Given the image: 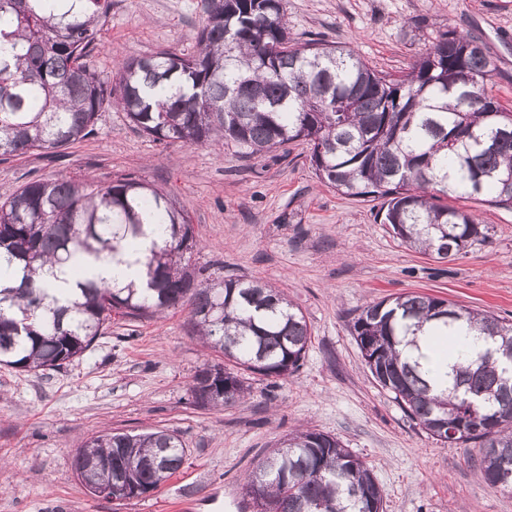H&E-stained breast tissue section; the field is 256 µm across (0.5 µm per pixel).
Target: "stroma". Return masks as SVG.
<instances>
[{"label":"stroma","mask_w":512,"mask_h":512,"mask_svg":"<svg viewBox=\"0 0 512 512\" xmlns=\"http://www.w3.org/2000/svg\"><path fill=\"white\" fill-rule=\"evenodd\" d=\"M204 18L203 0H112L89 63L112 78L126 57L193 52ZM287 22L293 36L349 47L391 75L456 29L483 41L495 65L489 91L512 110V0H287ZM287 150L249 158L162 144L109 107L95 134L68 148L0 159V200L62 176L103 184L129 175L168 192L200 241L198 265L272 283L312 333L293 376L255 377L248 402L224 408L192 402L194 373L219 356L181 308L150 320L113 313L106 333L56 370L0 365V512H172L179 497L197 501L196 512H249L245 474L300 427L335 435L372 467L387 512H512V490L481 483L464 448L428 436L377 385L349 329L356 311L406 292L512 321V210L466 201L490 235L442 262L393 238L376 218L379 201L321 183L306 142ZM156 428L186 446L176 474L130 501L86 491L73 467L82 440Z\"/></svg>","instance_id":"1"}]
</instances>
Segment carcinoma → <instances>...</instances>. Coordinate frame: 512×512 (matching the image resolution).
<instances>
[{
  "label": "carcinoma",
  "mask_w": 512,
  "mask_h": 512,
  "mask_svg": "<svg viewBox=\"0 0 512 512\" xmlns=\"http://www.w3.org/2000/svg\"><path fill=\"white\" fill-rule=\"evenodd\" d=\"M0 0V156L54 153L91 135L114 106L160 143L210 144L261 156L310 145L317 178L337 193L381 201L380 223L411 249L439 260L489 236L490 228L442 199L512 209V112L489 94L495 70L482 44L450 29L409 70L391 77L353 50L300 43L285 0H204L205 24L190 54L129 57L116 79L86 61L112 0ZM166 234L144 263L145 287L78 282L82 299L59 304L35 277L89 258L131 253L150 226ZM199 246L174 198L123 177L109 184L71 177L24 184L0 202V364L36 372L83 355L118 310L137 318L188 310L193 332L224 355L206 363L189 392L202 408L241 405L247 375L290 377L311 332L300 309L272 285L248 277L217 282L192 264ZM466 323L489 344L448 371L437 389L419 348ZM374 381L431 437L479 447L480 480L512 488V322L435 296L403 293L367 304L349 322ZM224 379L209 380L212 369ZM186 448L166 429L85 439L74 457L86 489L107 459L112 478L152 491L181 469ZM254 512H386V494L365 461L335 436L299 428L280 438L243 485Z\"/></svg>",
  "instance_id": "obj_1"
}]
</instances>
